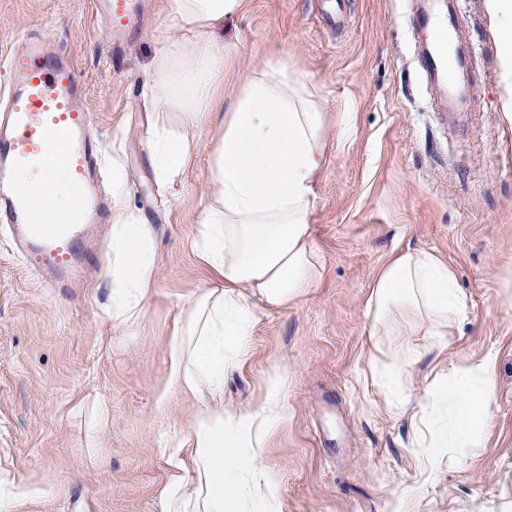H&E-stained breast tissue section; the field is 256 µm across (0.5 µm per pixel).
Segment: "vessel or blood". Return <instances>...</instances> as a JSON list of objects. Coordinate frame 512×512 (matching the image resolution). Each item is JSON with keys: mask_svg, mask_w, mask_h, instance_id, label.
I'll list each match as a JSON object with an SVG mask.
<instances>
[{"mask_svg": "<svg viewBox=\"0 0 512 512\" xmlns=\"http://www.w3.org/2000/svg\"><path fill=\"white\" fill-rule=\"evenodd\" d=\"M94 7L118 45L142 26L149 0H95ZM413 26L433 30L422 69L442 81L446 101L457 105L459 79L473 70V46L463 36L454 0L442 7L430 0ZM0 59L9 73L0 87V227L12 253L38 280L71 287L93 271L91 231L110 213L100 193V142L87 89L73 60L51 40L24 36L21 52ZM32 166L48 175L65 170L70 202L64 213L42 211L38 196L22 184L21 173Z\"/></svg>", "mask_w": 512, "mask_h": 512, "instance_id": "obj_1", "label": "vessel or blood"}]
</instances>
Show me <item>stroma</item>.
Masks as SVG:
<instances>
[{"instance_id":"35a3bbf8","label":"stroma","mask_w":512,"mask_h":512,"mask_svg":"<svg viewBox=\"0 0 512 512\" xmlns=\"http://www.w3.org/2000/svg\"><path fill=\"white\" fill-rule=\"evenodd\" d=\"M92 2L0 0V51L19 49L27 34L52 38L73 59L102 137L103 188H112L120 144L125 202L155 224L160 261L138 334L116 349L99 318L110 224L94 229L97 277L72 292L39 282L0 238V468L28 491L23 512H161L160 441L184 434L197 410L170 383L168 344L186 296L209 280L189 241L216 130L201 132L182 180L160 188L141 79L165 35V0H151L143 27L119 48ZM456 8L476 57L458 124L442 120L440 91L421 76L413 0H344L332 27L319 25L316 0H247L216 30L237 49L220 89L276 57L308 76L329 124L311 216L324 278L286 307L256 305L251 353L224 381L225 404L250 407L273 370L288 374V420L266 457L280 512H512V126L485 0ZM340 112L355 116L343 141L334 138ZM407 247L455 268L466 310L448 352L405 372L402 412L372 384L366 300L379 267ZM488 354L497 375L483 447L441 451L424 477V427L411 411L435 378ZM96 400L112 424L92 459L74 409Z\"/></svg>"}]
</instances>
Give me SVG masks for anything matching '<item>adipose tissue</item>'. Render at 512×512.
Listing matches in <instances>:
<instances>
[{"mask_svg":"<svg viewBox=\"0 0 512 512\" xmlns=\"http://www.w3.org/2000/svg\"><path fill=\"white\" fill-rule=\"evenodd\" d=\"M245 0H165V37L145 87L152 102L149 162L168 185L187 169L198 134L210 127L217 90L236 51L214 32ZM498 37L503 110L512 123V0H485ZM176 111L177 125L165 116ZM209 189L190 247L210 273L184 301L169 345L170 381L200 407L186 435L163 443L169 471L161 512H276L278 488L266 450L287 418V374L270 377L255 408L224 405V376L250 352L255 304L279 308L324 277L310 215L326 159V117L307 75L268 60L250 71L220 117ZM111 261L100 318L116 345L135 336L156 285L158 239L148 219L126 207L120 163H113ZM465 308L454 267L438 255L405 249L378 270L366 302L380 339L371 350L373 384L395 405L403 371L442 354ZM400 337L394 349L384 339ZM495 361L486 356L431 383L419 406L431 427L423 460L432 471L441 449L482 447Z\"/></svg>","mask_w":512,"mask_h":512,"instance_id":"obj_1","label":"adipose tissue"}]
</instances>
